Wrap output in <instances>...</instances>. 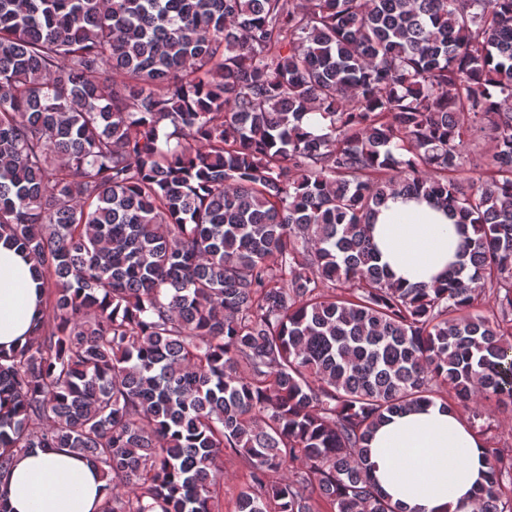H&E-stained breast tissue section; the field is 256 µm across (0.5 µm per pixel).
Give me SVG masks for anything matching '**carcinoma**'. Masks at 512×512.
Masks as SVG:
<instances>
[{
  "instance_id": "obj_1",
  "label": "carcinoma",
  "mask_w": 512,
  "mask_h": 512,
  "mask_svg": "<svg viewBox=\"0 0 512 512\" xmlns=\"http://www.w3.org/2000/svg\"><path fill=\"white\" fill-rule=\"evenodd\" d=\"M395 194L473 226L447 282L379 265ZM0 240L45 301L0 480L69 448L98 512H222L230 448L235 512H399L381 423L512 412V0H0ZM247 481L245 463L228 451L224 456V505L223 512H234L236 497Z\"/></svg>"
}]
</instances>
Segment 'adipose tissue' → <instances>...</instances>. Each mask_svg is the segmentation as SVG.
Returning a JSON list of instances; mask_svg holds the SVG:
<instances>
[{"mask_svg":"<svg viewBox=\"0 0 512 512\" xmlns=\"http://www.w3.org/2000/svg\"><path fill=\"white\" fill-rule=\"evenodd\" d=\"M380 262L394 279L445 275L463 235L445 210L398 195L372 227ZM38 283L17 250L0 243V346L25 343L42 316ZM370 461L380 487L401 512H474L487 469L484 443L466 413L433 404L392 417L374 434ZM98 471L67 448H38L0 481L8 512H97Z\"/></svg>","mask_w":512,"mask_h":512,"instance_id":"adipose-tissue-1","label":"adipose tissue"}]
</instances>
